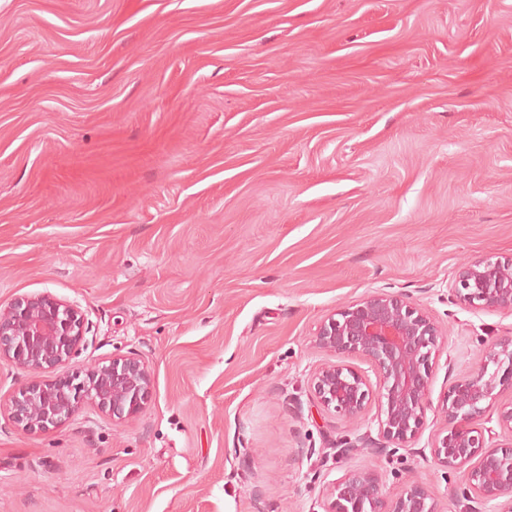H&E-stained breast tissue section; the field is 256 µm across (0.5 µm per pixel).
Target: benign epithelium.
Masks as SVG:
<instances>
[{
  "mask_svg": "<svg viewBox=\"0 0 512 512\" xmlns=\"http://www.w3.org/2000/svg\"><path fill=\"white\" fill-rule=\"evenodd\" d=\"M451 300L471 309L512 312V258L485 255L465 263L450 288ZM84 319L72 304L50 294L23 296L0 310V361L34 374L68 364L84 338ZM442 333L430 315L406 297L375 292L326 317L315 333L317 348L334 357L313 373L310 385L318 404L349 420L364 416L378 401V436L366 432L339 444L341 457L358 445L403 448L426 426L433 363ZM368 358L378 389L346 363ZM152 373L142 359L112 358L85 374L35 381L12 397L9 414L24 432L45 431L66 422L87 402L114 420L139 414L150 399ZM512 393V336L485 347L478 370L456 380L443 397L444 435L430 446L434 464L446 472L464 470L456 501L503 500L512 512V442L487 445L475 425L484 404ZM325 512H439L429 487L406 480L402 492L387 499L381 477L370 469H348L329 484Z\"/></svg>",
  "mask_w": 512,
  "mask_h": 512,
  "instance_id": "1",
  "label": "benign epithelium"
}]
</instances>
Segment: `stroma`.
Returning a JSON list of instances; mask_svg holds the SVG:
<instances>
[{"mask_svg":"<svg viewBox=\"0 0 512 512\" xmlns=\"http://www.w3.org/2000/svg\"><path fill=\"white\" fill-rule=\"evenodd\" d=\"M487 254L512 256V0H0V308L79 309L60 375L153 374L125 422L0 412V512H324L350 468L455 512L441 399L512 336L448 301ZM379 291L446 330L426 427L340 458L379 407L317 405L312 339Z\"/></svg>","mask_w":512,"mask_h":512,"instance_id":"35a3bbf8","label":"stroma"}]
</instances>
